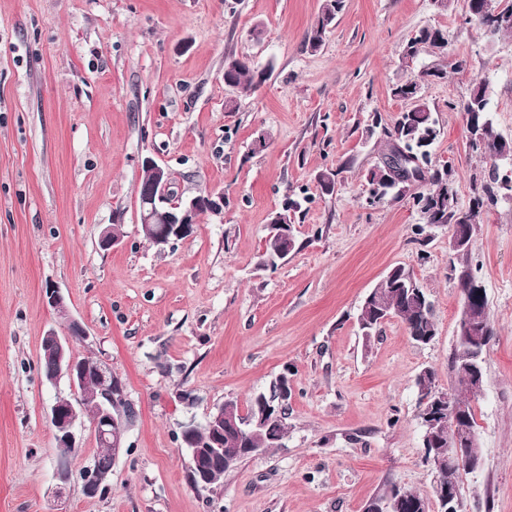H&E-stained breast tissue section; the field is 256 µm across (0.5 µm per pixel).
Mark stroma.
I'll return each mask as SVG.
<instances>
[{"label": "stroma", "instance_id": "stroma-1", "mask_svg": "<svg viewBox=\"0 0 512 512\" xmlns=\"http://www.w3.org/2000/svg\"><path fill=\"white\" fill-rule=\"evenodd\" d=\"M322 0H0V512H363L384 484L431 497L415 378L429 368L455 386L449 358L462 310L449 230L415 233L411 198L368 206L366 174L383 128L407 107L395 83H425L451 166L457 207L490 162L469 147L461 104L485 84L489 117L512 141V35L491 40L463 0H346L318 51L305 46ZM448 33L451 59L402 58L424 26ZM270 77L236 111L224 60ZM381 130L369 131L372 115ZM266 146H257L263 133ZM153 156L184 197L221 192L223 215L159 248L143 239L136 186ZM340 168L333 194L314 176ZM300 204L297 247L263 268L268 218ZM121 225L117 246L99 245ZM468 263L496 334L473 407L482 468L462 475L468 512H512V200L482 212ZM412 269L434 305L435 340L414 344L399 318L364 342L356 313L391 267ZM57 288L89 336L79 356L106 360L137 416L109 485L94 496L80 473L97 451L81 422L74 476L57 495L50 423L67 380L40 370L42 342L65 322ZM292 388L287 433L223 483L194 485L184 423L224 401L247 406L280 375Z\"/></svg>", "mask_w": 512, "mask_h": 512}]
</instances>
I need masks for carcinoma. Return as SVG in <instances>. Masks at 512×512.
I'll list each match as a JSON object with an SVG mask.
<instances>
[{
    "mask_svg": "<svg viewBox=\"0 0 512 512\" xmlns=\"http://www.w3.org/2000/svg\"><path fill=\"white\" fill-rule=\"evenodd\" d=\"M345 0H324L321 12L314 26L307 30L305 36L306 47L315 52L324 43L330 29L336 24L338 15L343 11ZM429 50L435 55L445 59L448 57V33L440 28L426 26L411 38L405 47V59L412 60L421 52ZM446 70L436 68L427 71L424 76L417 79H406L397 83L392 93L394 96L411 102V106L399 113L391 127L384 130L386 136L385 148L378 162L367 173L369 186L366 203L371 206L383 204L389 200H397L405 195L406 186L391 174L386 166L387 157L394 152H407L417 160V169L421 174V182L425 188L412 195L416 199V210L420 216V224L416 225V234L421 235L429 226H445L454 224L478 223L483 207L497 205L501 194L500 182L502 176L499 172L497 159L512 146L507 144L496 131L488 117L489 101L486 98L485 86L479 85L473 89L469 99L462 106L464 112H478L479 125L469 130L470 138H478L480 142H469V146L476 152L488 155L492 164L487 177L481 182V194L475 199L474 206L466 213L456 209L455 200L448 199V186L453 184V171L447 166L433 163L432 147L441 135V127L432 109L418 92L427 77L443 78ZM269 73L265 69L251 67L248 62L229 57L224 61V84L234 88L238 98L246 99L252 96L268 79ZM340 169L325 168L319 171L315 179L324 194H331L335 190L336 178ZM294 210V202L287 200L282 209L270 216L269 223L277 225L276 232L268 233L265 239L263 252L260 256L261 265L277 263L278 257L288 253V248L296 246L294 226L290 211ZM470 249L463 248L455 252L459 266L453 268L461 291H466L469 285L475 282L467 257ZM391 276L383 277L370 291V298L358 311L357 322L363 324V329L370 331L365 341H371L372 336L380 332L382 323L380 319L386 314H392L405 324L411 341L418 345H427L437 335V326L433 314V304L427 291L420 286L410 287L414 279L413 272L404 266L390 269ZM495 335L491 315H486V331L478 338L464 337V343L488 347ZM461 343H456L450 356L449 363L454 373L458 387L454 389L458 403L463 406L470 420H475L472 399L476 397L479 386L476 385L469 374L459 365L458 355ZM280 391H288L282 378L276 379L271 393L258 392L254 394L247 405L246 413L251 414L261 401H269L276 397ZM288 402L282 403V411L277 417L265 422L258 428L247 432L224 430L222 445L224 457L240 462L251 456L252 448H270L273 443L284 437L286 433L285 416ZM425 461L429 462L436 474L435 486L441 491L460 484L461 470L455 465L448 464V457L443 447L425 445ZM402 495L396 501L394 512H424L426 502L421 494L415 491L401 492L395 486H387L373 496L366 504L364 512H378V506L388 498Z\"/></svg>",
    "mask_w": 512,
    "mask_h": 512,
    "instance_id": "1",
    "label": "carcinoma"
}]
</instances>
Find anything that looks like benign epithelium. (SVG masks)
Returning <instances> with one entry per match:
<instances>
[{
	"instance_id": "obj_1",
	"label": "benign epithelium",
	"mask_w": 512,
	"mask_h": 512,
	"mask_svg": "<svg viewBox=\"0 0 512 512\" xmlns=\"http://www.w3.org/2000/svg\"><path fill=\"white\" fill-rule=\"evenodd\" d=\"M142 165L150 168L152 179L147 189H136L138 205V224L151 243L163 247L173 240L186 238L195 232L199 224V215L205 211L211 215L224 214V193H208L204 196L172 198L173 174L160 166L152 157L142 159ZM47 304L58 315L66 319L63 333L49 331L43 346L46 352L53 354L58 364V377L68 379L70 385L77 388L84 384L89 372L99 373L104 382L112 381L111 370L103 363L93 365L82 363V357L75 352V343L87 338L85 327L69 312L64 297L55 288L46 292ZM487 296L484 288L474 287L472 297L466 300L457 325V333L463 336L475 334L485 325L484 316L477 315L479 310H487ZM112 387L104 388V403L86 405L81 401L72 402L67 398L58 399L51 408V424L54 428L57 455V477L66 484L72 477L71 461L80 441L75 428L77 423L89 416L92 418L95 436L98 439L112 438V453L118 454L123 434L115 431L120 416L112 412ZM425 403L424 418L427 420V438L436 435H448V462L457 464L467 472H475L483 465L478 457H460L459 448L464 445L475 446L476 431L472 423L460 420L459 405L452 389L442 388L438 383L432 384L431 395L423 399ZM234 405L222 404L208 417L207 424L211 430V441L208 446L193 444V428L183 430L184 440L189 445L188 469L195 485L206 487L211 477V459L217 455L224 435V425L240 430L248 426H259L260 420L242 411L233 412ZM111 475L109 470H100L91 466L83 474L85 494L100 492L107 486ZM446 504L445 512H464V498L458 486L448 493H438Z\"/></svg>"
}]
</instances>
